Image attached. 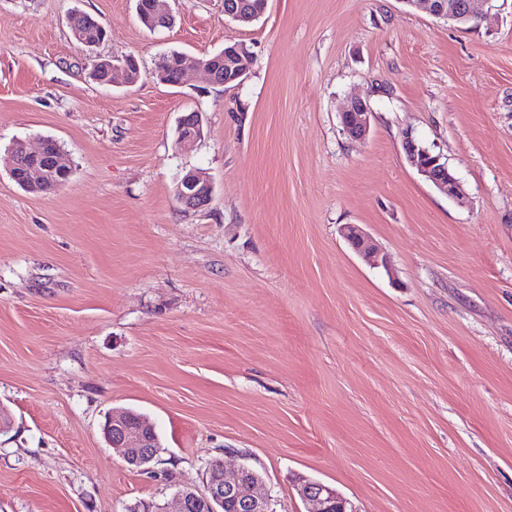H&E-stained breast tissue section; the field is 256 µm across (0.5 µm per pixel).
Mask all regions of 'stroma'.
I'll return each mask as SVG.
<instances>
[{"label":"stroma","instance_id":"obj_1","mask_svg":"<svg viewBox=\"0 0 512 512\" xmlns=\"http://www.w3.org/2000/svg\"><path fill=\"white\" fill-rule=\"evenodd\" d=\"M165 4L151 31L136 0H0V512L163 505L215 460L256 469L276 512H305L303 477L357 512H512V0L471 29L400 0H268L249 25ZM74 9L107 29L96 51ZM233 43L242 84L155 77ZM97 53L137 82H94ZM408 129L463 199L410 167ZM45 137L71 176L31 193L8 152ZM191 170L197 210L175 193ZM122 410L155 427L152 472L104 439ZM182 54L178 51H171L165 54L157 66V71L162 72V79L169 86H181L182 72L180 67V58ZM370 111L367 103L360 98H352L340 112L344 133L352 140H364L370 130ZM177 194L178 199L186 206H192L198 202L203 206L211 198L212 184L203 172H191L178 183ZM340 233L358 254L373 258V262H375L376 265H382L388 269L386 257L382 256L379 261L377 250L375 249L370 237L361 227H359V225L345 224L341 227Z\"/></svg>","mask_w":512,"mask_h":512}]
</instances>
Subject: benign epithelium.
Returning a JSON list of instances; mask_svg holds the SVG:
<instances>
[{"instance_id":"1","label":"benign epithelium","mask_w":512,"mask_h":512,"mask_svg":"<svg viewBox=\"0 0 512 512\" xmlns=\"http://www.w3.org/2000/svg\"><path fill=\"white\" fill-rule=\"evenodd\" d=\"M430 3L434 16L451 20L457 24H476L481 20L483 7L489 0H398L409 7L422 2ZM228 54L237 60L234 79L244 78L249 70L250 56L243 44H235ZM131 58L111 64V83L121 80L131 84L138 79L130 66ZM370 111L367 103L360 98H352L340 112L344 133L352 140H363L370 130ZM201 133V119L192 122L181 120L178 138L182 142H192ZM403 148L410 166L419 175L441 192L453 199L461 192V184L448 162L432 149L422 145L413 133L403 135ZM178 199L186 206L196 203L203 205L211 198L212 184L201 171L184 176L177 185ZM340 233L360 255L368 256L373 262L388 267L386 257H378L370 237L356 224H345ZM107 442L117 451L124 462L133 469L147 471L157 455L155 430L148 422L131 411L114 413L104 425ZM297 493L306 506V512H357L351 502L336 489L319 481L302 480ZM233 500L242 512H273L270 496L264 488L262 476L256 470L241 466L229 475L220 467L206 480L205 491L199 493L192 488H182L175 494L176 512H223L224 501Z\"/></svg>"}]
</instances>
